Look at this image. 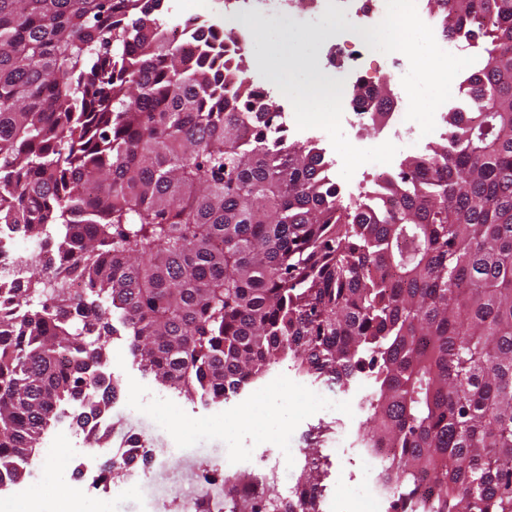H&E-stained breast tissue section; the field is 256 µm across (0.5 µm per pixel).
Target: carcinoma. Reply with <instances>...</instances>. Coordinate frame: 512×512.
Listing matches in <instances>:
<instances>
[{
    "mask_svg": "<svg viewBox=\"0 0 512 512\" xmlns=\"http://www.w3.org/2000/svg\"><path fill=\"white\" fill-rule=\"evenodd\" d=\"M429 2L488 64L448 137L351 208L242 50L183 55L161 0H0V226L44 258L0 284V482L61 402L86 425L116 397V315L133 361L190 397L286 356L339 387L364 375L362 438L393 449L400 512H512V0ZM327 468L232 512H319Z\"/></svg>",
    "mask_w": 512,
    "mask_h": 512,
    "instance_id": "cac0c4a2",
    "label": "carcinoma"
}]
</instances>
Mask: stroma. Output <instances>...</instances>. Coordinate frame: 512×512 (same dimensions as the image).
<instances>
[{
    "label": "stroma",
    "instance_id": "stroma-1",
    "mask_svg": "<svg viewBox=\"0 0 512 512\" xmlns=\"http://www.w3.org/2000/svg\"><path fill=\"white\" fill-rule=\"evenodd\" d=\"M267 21L268 29L250 35L244 47L249 73L263 79L275 74L281 85L302 87L319 77L333 78V71L322 64L326 49L335 47L337 62L346 64L364 40L378 51L369 60L377 85L410 84L416 77L411 67L391 68L386 64L387 57L406 55L404 47L393 46L392 28L368 29L358 37L354 34L357 18L336 10L311 17L295 11L272 13ZM283 23L298 32L315 33L318 40L306 62H288L279 73L270 47ZM343 31L353 32L354 37L351 43L336 46V36ZM127 348L124 332L110 337L113 377L120 385L106 412L111 434L91 435L78 429L73 409H65L44 431L25 479L0 492V512H182L180 501L189 491L210 499L211 493L199 475L205 465L223 461L228 447L276 459L284 470L296 462L291 453L295 447L328 456L332 471L324 480L323 501L339 499L351 503L354 512H361L365 488L360 483L348 486L337 481L335 471L343 457L329 450L330 423L317 420L322 403L308 391L312 380L298 374L290 359L280 360L246 387L253 402L241 410L220 402L205 404L161 386L134 365ZM147 390L153 397L144 405L140 396ZM73 430L93 449V456L53 447L60 433ZM131 436L142 438L152 448V455L146 460L135 458L129 471H116L107 480H99L100 466L110 458L109 447ZM131 471L147 472L149 488L144 493L129 489L127 474Z\"/></svg>",
    "mask_w": 512,
    "mask_h": 512
}]
</instances>
